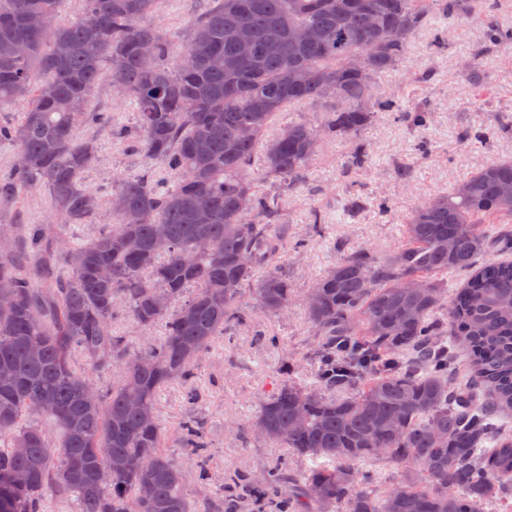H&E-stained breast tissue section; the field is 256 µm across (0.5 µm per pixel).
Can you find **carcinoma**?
<instances>
[{
  "label": "carcinoma",
  "mask_w": 512,
  "mask_h": 512,
  "mask_svg": "<svg viewBox=\"0 0 512 512\" xmlns=\"http://www.w3.org/2000/svg\"><path fill=\"white\" fill-rule=\"evenodd\" d=\"M154 2L80 0L70 21L61 0H0V111L22 107L19 120L0 121V143L17 149L0 177V216L38 188L60 223H92L102 200L80 178L97 151L76 130L111 124L110 113L86 109L103 76L137 105L134 150L178 175L172 188L117 179L107 203L125 199L113 210L119 223L86 244L62 250L35 224L26 265L14 242L0 252V293L11 296L0 308V512H43L53 491L76 495L81 512H191V485L208 481L203 422L186 417L175 440L197 460L190 475L168 451L157 396L196 378L199 357L249 323L247 296L275 315L301 301L318 367L311 390L291 379L284 356L263 393L253 434L313 467L269 464L258 507L481 512L494 495H512V434L494 423L512 416V262L487 257L512 250L511 236L489 229L512 224V161L490 162L415 205L388 257L347 252L301 295L281 259L288 225L278 197L258 188L304 184L325 140L351 142L348 164L367 166L363 135L379 112L426 124L398 91L377 95L373 79L410 52L433 0H211L172 68V41L150 20ZM485 27L489 44L512 43L489 16ZM305 103L322 105L315 120L262 140L276 115ZM489 136L469 127L458 139L476 146ZM454 270L468 277L450 296L440 276ZM408 279L419 287L403 288ZM120 306L139 331L161 327L159 340L128 354L112 333ZM458 346L469 353L466 380L452 373ZM81 360L96 372L120 365L124 377L103 389ZM380 460L397 469L380 485L354 468ZM101 470L110 482L97 480ZM143 482L153 487L148 500ZM232 482L222 512H239L252 494L245 476Z\"/></svg>",
  "instance_id": "obj_1"
}]
</instances>
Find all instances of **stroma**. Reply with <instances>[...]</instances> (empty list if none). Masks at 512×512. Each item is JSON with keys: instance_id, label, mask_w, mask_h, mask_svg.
<instances>
[{"instance_id": "1", "label": "stroma", "mask_w": 512, "mask_h": 512, "mask_svg": "<svg viewBox=\"0 0 512 512\" xmlns=\"http://www.w3.org/2000/svg\"><path fill=\"white\" fill-rule=\"evenodd\" d=\"M489 14L473 11L457 17L443 13L439 0L432 4L428 23L418 29L410 53L391 73L375 81L378 94L403 85L402 106L420 105L429 111L426 126L413 127L392 112L378 113L364 134L371 163L362 169L346 164L351 146L343 141L325 143L316 156L304 185L281 192L279 207L288 226L289 241L304 240L302 252L288 251V279L297 291L311 287L314 279L336 262L340 250L366 248L386 256L403 236L402 217L415 204L446 194L448 189L492 160H512V133L496 127L512 118V46L486 48L484 20L512 29V0H486ZM210 0H155L151 20L172 39L169 60L177 62L190 26L203 14ZM447 31L448 46L432 50L437 32ZM478 64L479 83L468 85L460 77L463 60ZM92 112L112 115L105 130L83 126L82 140L94 141L97 161L82 175L85 188L106 197L115 180L152 172L155 179L174 185L176 177L158 163H149L127 143L114 138L113 130L134 129L136 111L131 100L117 99L108 80H101L89 103ZM469 126H485L496 134L487 144H459L456 135ZM389 208L380 211L376 199ZM328 213L321 230H314L315 210ZM50 212L46 194L34 189L19 201L16 210L0 218V237L24 240L27 227L45 223ZM251 321L225 337L200 362L196 403H188L182 382H171L161 392L158 411L168 437H175L180 423L191 414L205 422L210 444L207 485L194 488L195 512H211L214 500L223 498L229 474L241 472L258 479L271 459H285L299 469L300 460L288 449L255 440L250 425L257 419L261 394L268 387L281 360L279 351L266 340L276 337L298 361L293 379L311 387L317 369L307 352L314 328L306 309L291 305L287 315L277 316L251 308Z\"/></svg>"}]
</instances>
